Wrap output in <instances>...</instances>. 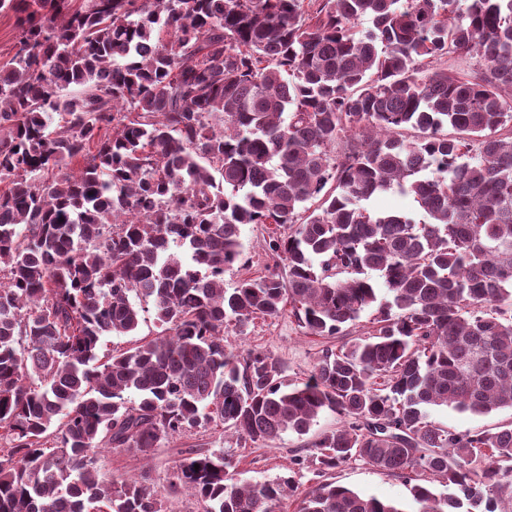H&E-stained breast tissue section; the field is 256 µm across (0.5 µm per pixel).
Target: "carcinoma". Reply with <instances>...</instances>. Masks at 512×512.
<instances>
[{"mask_svg":"<svg viewBox=\"0 0 512 512\" xmlns=\"http://www.w3.org/2000/svg\"><path fill=\"white\" fill-rule=\"evenodd\" d=\"M0 12L19 29L0 62V512H167L145 479H98L100 452L148 456L210 424L268 445L327 410L342 425L294 458L309 491L236 482L215 451L170 487L199 512H286L294 495L295 512H405L323 480L362 461L412 485L413 512H512V424L425 413L512 409V0ZM449 54L472 74L434 67ZM393 188L428 221L363 206ZM243 224L290 225L268 242L288 282L224 288ZM373 272L388 298L371 331L294 387L268 353L225 349L229 321L285 303L306 334L344 335L377 301ZM149 311L159 336L100 352ZM427 413L428 421L457 431H496L498 427L512 422V410L510 408L500 409L486 415H476L449 406H434L427 408Z\"/></svg>","mask_w":512,"mask_h":512,"instance_id":"obj_1","label":"carcinoma"}]
</instances>
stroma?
<instances>
[{
  "instance_id": "stroma-1",
  "label": "stroma",
  "mask_w": 512,
  "mask_h": 512,
  "mask_svg": "<svg viewBox=\"0 0 512 512\" xmlns=\"http://www.w3.org/2000/svg\"><path fill=\"white\" fill-rule=\"evenodd\" d=\"M288 226L276 224H245L241 227L242 259L224 271V286L232 289L239 281L257 279L275 270L276 262L268 250L270 237L288 234ZM224 343L235 352L260 349L282 363L284 381L297 384L307 377L313 364L324 350L336 347L337 338L309 336L297 325L289 311L275 316H259L246 325H230L224 332ZM432 423L457 431H494L512 423V410L505 408L486 415H476L452 407H431L427 410ZM340 417L332 412L322 413L306 435L285 432L270 446H259L241 440L233 431L221 427L198 428L192 432L164 440L151 456L141 457L118 452L102 451L99 459L101 478L148 477L156 489H166L176 462L189 449H211L224 452L236 466L238 480L250 483L271 481L294 474L300 490L313 486L311 475L295 469L296 449L305 448L323 431L335 428ZM328 480L344 485L360 494L393 502L410 512L412 496L409 486L396 476L367 464L352 462L329 471Z\"/></svg>"
}]
</instances>
